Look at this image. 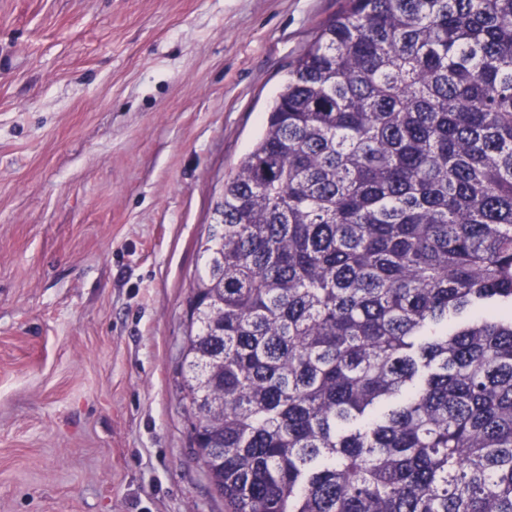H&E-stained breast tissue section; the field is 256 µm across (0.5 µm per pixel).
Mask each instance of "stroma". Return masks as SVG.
<instances>
[{
  "instance_id": "stroma-1",
  "label": "stroma",
  "mask_w": 512,
  "mask_h": 512,
  "mask_svg": "<svg viewBox=\"0 0 512 512\" xmlns=\"http://www.w3.org/2000/svg\"><path fill=\"white\" fill-rule=\"evenodd\" d=\"M340 0H0V512H227L181 400L224 181Z\"/></svg>"
}]
</instances>
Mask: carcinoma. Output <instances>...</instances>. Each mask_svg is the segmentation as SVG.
I'll return each instance as SVG.
<instances>
[{
  "label": "carcinoma",
  "mask_w": 512,
  "mask_h": 512,
  "mask_svg": "<svg viewBox=\"0 0 512 512\" xmlns=\"http://www.w3.org/2000/svg\"><path fill=\"white\" fill-rule=\"evenodd\" d=\"M200 251L181 392L228 512H512V0H346Z\"/></svg>",
  "instance_id": "obj_1"
}]
</instances>
